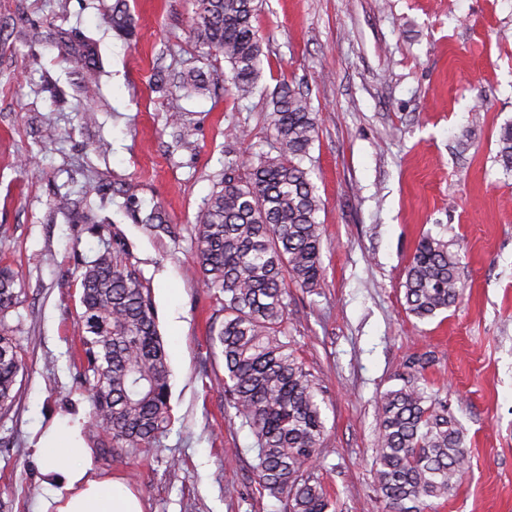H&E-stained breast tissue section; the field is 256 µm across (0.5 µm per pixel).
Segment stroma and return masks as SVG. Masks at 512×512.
I'll return each mask as SVG.
<instances>
[{
    "label": "stroma",
    "mask_w": 512,
    "mask_h": 512,
    "mask_svg": "<svg viewBox=\"0 0 512 512\" xmlns=\"http://www.w3.org/2000/svg\"><path fill=\"white\" fill-rule=\"evenodd\" d=\"M129 7L131 45L103 19L102 0H0V268L21 274L6 320L25 363L0 411V512H36L35 433L90 416L76 272L107 244L151 291L170 423L150 451L120 461L100 454L101 432L84 431L91 473L123 478L144 512H288L257 483L255 440L224 397L211 339L224 296L192 262L195 216L225 166L273 151L268 101L283 81L309 90L318 117L309 166L324 277L288 288L291 346L324 398L315 475L337 512H384L372 482L377 402L406 358L425 354L424 384L461 423L469 455L429 512H512V174L496 161L512 123V0H262V77L241 100L220 85L204 96L181 89L191 71L228 68L196 43L193 0ZM23 25L92 39L98 98L83 99L56 47L21 39ZM85 109L95 123H83ZM95 184L114 191L89 194ZM122 184L143 209L161 208L172 235L133 223ZM62 196L88 198L95 223L58 210ZM428 233L458 251L466 288L421 320L402 282Z\"/></svg>",
    "instance_id": "1"
}]
</instances>
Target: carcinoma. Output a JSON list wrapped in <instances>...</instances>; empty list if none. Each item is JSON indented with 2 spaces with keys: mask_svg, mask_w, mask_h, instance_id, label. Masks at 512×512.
Returning <instances> with one entry per match:
<instances>
[{
  "mask_svg": "<svg viewBox=\"0 0 512 512\" xmlns=\"http://www.w3.org/2000/svg\"><path fill=\"white\" fill-rule=\"evenodd\" d=\"M258 0H194L197 43L224 56L229 71L183 78L189 93L206 94L219 83L239 99L252 96L262 76L263 41L255 26ZM105 19L124 40L135 35L127 0L105 6ZM81 72L85 96L99 93L95 45L58 35L52 41ZM270 125L278 144L247 165L229 164L220 189L195 218L193 262L208 288L224 294V321L213 342L224 357V392L236 417L257 444L253 470L261 490L283 498L288 512H337L313 468L325 433L322 390L283 341L288 288L316 287L322 276L321 199L303 167L317 135L308 94L283 83L273 92ZM497 161L512 173V124L501 128ZM57 206L90 223L93 211L67 196ZM132 217L150 234H172L159 207ZM19 272L0 269V410L11 406L24 362L6 322L18 302ZM79 321L87 362L90 425L105 433L100 452L122 458L151 447L169 424L170 370L150 291L121 249L105 247L80 274ZM404 299L410 314L434 318L464 293L458 254L448 243L422 237L405 269ZM428 359H406L402 384L380 396L374 448V489L385 512H427L448 497L467 467L463 430L448 407L420 385Z\"/></svg>",
  "mask_w": 512,
  "mask_h": 512,
  "instance_id": "cac0c4a2",
  "label": "carcinoma"
}]
</instances>
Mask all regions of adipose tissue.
<instances>
[{
  "label": "adipose tissue",
  "instance_id": "ef3b65f1",
  "mask_svg": "<svg viewBox=\"0 0 512 512\" xmlns=\"http://www.w3.org/2000/svg\"><path fill=\"white\" fill-rule=\"evenodd\" d=\"M35 447L48 462L38 512H142L139 499L123 481L97 479L84 465L87 447L80 417L53 421Z\"/></svg>",
  "mask_w": 512,
  "mask_h": 512
}]
</instances>
